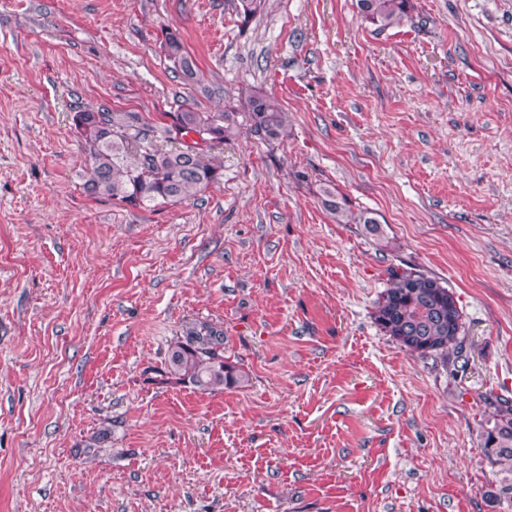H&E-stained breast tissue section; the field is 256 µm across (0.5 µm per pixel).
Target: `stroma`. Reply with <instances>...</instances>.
Wrapping results in <instances>:
<instances>
[{"label": "stroma", "instance_id": "stroma-1", "mask_svg": "<svg viewBox=\"0 0 512 512\" xmlns=\"http://www.w3.org/2000/svg\"><path fill=\"white\" fill-rule=\"evenodd\" d=\"M0 0V512H491L480 449L512 400V0ZM176 33L202 83L173 72ZM288 115L214 148L219 184L132 208L85 193L76 110L164 121L241 89ZM335 186L379 235L321 206ZM392 267L447 282L461 356L373 307ZM224 329L246 386L167 369ZM110 429L107 441L91 436ZM412 7L411 0H357L361 18L380 32L400 24Z\"/></svg>", "mask_w": 512, "mask_h": 512}]
</instances>
